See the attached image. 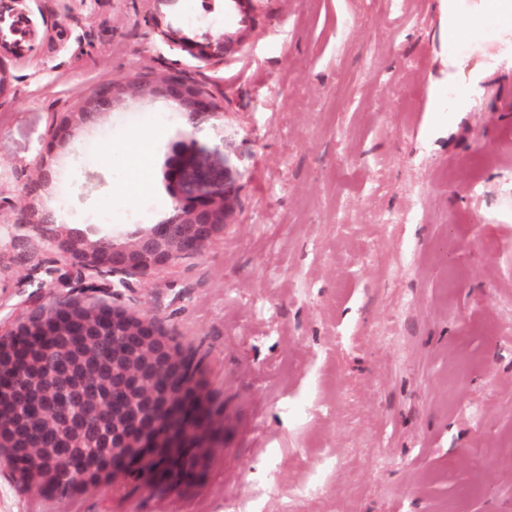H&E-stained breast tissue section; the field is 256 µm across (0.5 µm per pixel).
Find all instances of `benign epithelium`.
I'll return each instance as SVG.
<instances>
[{
	"label": "benign epithelium",
	"mask_w": 512,
	"mask_h": 512,
	"mask_svg": "<svg viewBox=\"0 0 512 512\" xmlns=\"http://www.w3.org/2000/svg\"><path fill=\"white\" fill-rule=\"evenodd\" d=\"M26 0H0V22L12 18L9 31L16 34L19 24L29 22L23 11ZM226 49L223 39L200 43L198 53L222 58ZM163 95L174 100L185 112L192 132L205 127L216 128L224 114L208 92L174 73L159 83L125 76L97 90L79 109L66 116L56 128L59 138L66 139L73 127L89 124L112 110L121 96L140 98ZM172 198V212L160 224L134 244L117 247L107 238L91 244L71 236H62L54 228V216L35 209L20 211L13 224L14 245L24 246L30 228L39 231L49 243L56 244L58 262L91 268L114 278L112 287H126L128 278L145 275L162 268L177 258L195 255L217 234L232 212L235 186L230 177L224 152L208 148L195 138L175 146L172 160L165 172ZM54 316L48 307L40 309L23 323L0 337V394L12 392L16 378L14 362L20 348V337L33 332L36 318ZM61 336L84 339L89 353L99 352L98 344L112 337V347L125 346L124 352L112 357V378L102 373V364L94 367V383L76 386L67 374L58 373L52 380L47 398L28 405L24 416L32 445L12 448L0 436V455L19 469L26 462L44 459L61 466L70 485L81 486L95 470V459L85 452L83 442L95 440L112 449V473L141 477L153 475L155 456L152 448H183L187 440L193 447L208 448L209 417L189 416L180 421L167 407H154L157 398L170 394L167 381H140L142 372L164 357L169 373L182 371L183 356L150 322L128 314L114 305L93 303L70 312Z\"/></svg>",
	"instance_id": "1"
}]
</instances>
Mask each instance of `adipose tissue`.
<instances>
[{
    "mask_svg": "<svg viewBox=\"0 0 512 512\" xmlns=\"http://www.w3.org/2000/svg\"><path fill=\"white\" fill-rule=\"evenodd\" d=\"M442 8L448 20L449 40L481 39L486 21L500 32H512V0H477L469 10L464 9L461 0H443Z\"/></svg>",
    "mask_w": 512,
    "mask_h": 512,
    "instance_id": "1",
    "label": "adipose tissue"
}]
</instances>
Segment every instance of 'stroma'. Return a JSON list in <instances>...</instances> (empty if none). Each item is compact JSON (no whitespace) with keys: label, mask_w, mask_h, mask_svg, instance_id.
I'll return each instance as SVG.
<instances>
[{"label":"stroma","mask_w":512,"mask_h":512,"mask_svg":"<svg viewBox=\"0 0 512 512\" xmlns=\"http://www.w3.org/2000/svg\"><path fill=\"white\" fill-rule=\"evenodd\" d=\"M43 38L0 94V236L38 197L63 232L165 219L189 128L161 96L52 133L104 83L179 70L224 109L223 236L112 291L54 247L0 245V328L114 303L201 366L213 446L175 481L45 492L0 464V512H512V35L451 42L440 0H29ZM228 37L224 58L166 28ZM465 95L460 112L430 109ZM146 139L143 152L133 141Z\"/></svg>","instance_id":"stroma-1"}]
</instances>
